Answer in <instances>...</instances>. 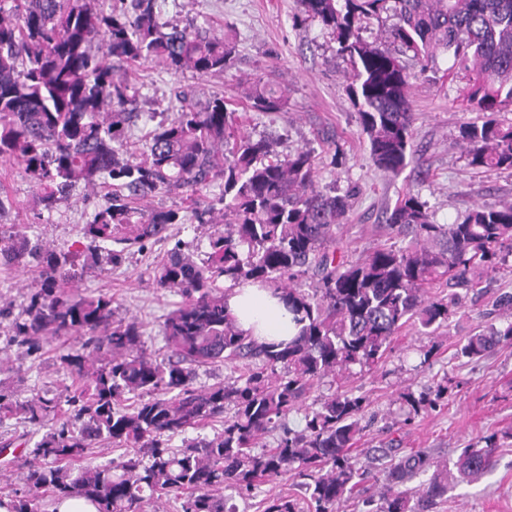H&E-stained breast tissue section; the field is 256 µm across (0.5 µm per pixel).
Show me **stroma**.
Listing matches in <instances>:
<instances>
[{
  "label": "stroma",
  "mask_w": 512,
  "mask_h": 512,
  "mask_svg": "<svg viewBox=\"0 0 512 512\" xmlns=\"http://www.w3.org/2000/svg\"><path fill=\"white\" fill-rule=\"evenodd\" d=\"M299 13L297 0H164L163 18L170 24L181 26L191 20L217 34L232 29L240 76L275 70L277 81L288 89V109L276 114L251 111L238 97L235 80L221 75H173L156 67L133 66L129 73L140 94L138 111L155 113L160 119L172 117L179 90L197 102L214 94L232 95L242 131L268 138L285 153L298 147L313 149L320 187L353 193L347 220L336 236L337 256L351 260L395 242L383 213L405 192L418 193L427 201L440 224L455 223L476 204L512 202V171L474 169L456 143L460 125L478 120L480 114L462 96L463 73L450 71L445 58L439 61L438 73H426L413 83L408 166L396 177L378 172L347 93L348 65L337 54L332 37L317 24L299 21ZM0 193L8 199L0 225L68 246L81 240L83 225L111 189L106 186L90 194L76 187L70 202L49 212L38 205L22 166L10 162L0 164ZM162 254V245L149 246L123 267L89 273L79 284L88 292L112 294L118 316L142 322L144 346L150 351L164 347V318L181 301L179 295L152 283V269ZM508 295H512V273L484 278L481 290L451 307L447 323L432 335L407 325L394 336L379 369L356 368L327 377L315 387L311 394L315 400L345 392L367 399L360 422V465L383 470L389 460H370L364 451L393 439L399 442L394 457L421 449L453 461L469 444L512 427V343L478 361L459 353L469 336L504 326L500 301ZM74 345L71 338L50 341L35 362L11 351L9 377L18 383L17 397H29L34 391L53 396L71 388L73 380L59 356ZM404 392L412 394L417 407L401 400ZM437 512H512V444L499 448L495 467L482 480L456 485Z\"/></svg>",
  "instance_id": "35a3bbf8"
}]
</instances>
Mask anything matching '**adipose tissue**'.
Segmentation results:
<instances>
[{
	"label": "adipose tissue",
	"instance_id": "ef3b65f1",
	"mask_svg": "<svg viewBox=\"0 0 512 512\" xmlns=\"http://www.w3.org/2000/svg\"><path fill=\"white\" fill-rule=\"evenodd\" d=\"M228 307L244 330L260 343L278 342L295 335L291 316L271 289L245 285L234 289Z\"/></svg>",
	"mask_w": 512,
	"mask_h": 512
}]
</instances>
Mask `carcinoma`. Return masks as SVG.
<instances>
[{"label":"carcinoma","instance_id":"obj_1","mask_svg":"<svg viewBox=\"0 0 512 512\" xmlns=\"http://www.w3.org/2000/svg\"><path fill=\"white\" fill-rule=\"evenodd\" d=\"M0 0V160L18 161L52 210L76 184L112 181V194L83 227L79 251L0 230V267L38 272L39 287L22 296L7 320L4 346L38 359L44 343L72 337L80 346L61 357L75 389L63 398L18 399L0 389V422L15 419L34 440L23 487L8 494L12 512H39L40 498L89 500L97 512H147L163 498L177 512H238L224 491L249 496L290 475L304 498L270 495L262 512H339L371 477L353 452L365 409L362 396L332 395L303 408L314 382L354 365L372 366L409 322L431 334L448 321L454 289L478 285L481 270L498 272L512 254V204H476L454 224L433 221L427 202L408 191L384 223L405 246L380 247L350 263L336 262V233L351 192L317 185L314 151L282 154L265 138L239 131L222 97L199 106L178 94L170 120L149 128L140 153L128 148L127 111L137 89L126 66L157 63L174 73L234 77L237 44L192 24L171 25L159 0ZM303 20L332 36L350 65L348 94L379 171L399 175L409 164L414 115L412 80L447 55L469 76L463 94L482 120L460 126L470 166L512 170V125L493 115L512 110V0H299ZM392 20L385 37L368 41L364 23ZM419 70H409L408 62ZM257 112H285L286 91L261 77L245 93ZM219 194L208 196L210 188ZM179 190L185 209L144 205ZM189 216L182 215V212ZM190 219L196 244L171 239ZM224 225V231L215 229ZM169 246L153 268L155 287L182 302L165 318L166 353L144 348L142 324L118 319L112 296L81 292L75 283L92 266H120L147 244ZM317 278L311 288L298 280ZM445 281L431 296L424 285ZM261 283L285 302L299 326L288 341L259 344L228 310L226 296ZM512 341V321L471 336L461 347L481 358ZM246 362L231 383L198 386L197 369ZM304 411L305 426L288 427ZM217 419L213 436L187 438ZM278 433L273 448L265 435ZM182 438L179 448L172 440ZM466 448L454 467L478 480L495 464L498 440ZM112 444L129 449L94 467L79 462ZM415 487L407 483L425 473ZM453 472L423 451L402 456L382 490L362 500L363 512H434L448 499Z\"/></svg>","mask_w":512,"mask_h":512}]
</instances>
